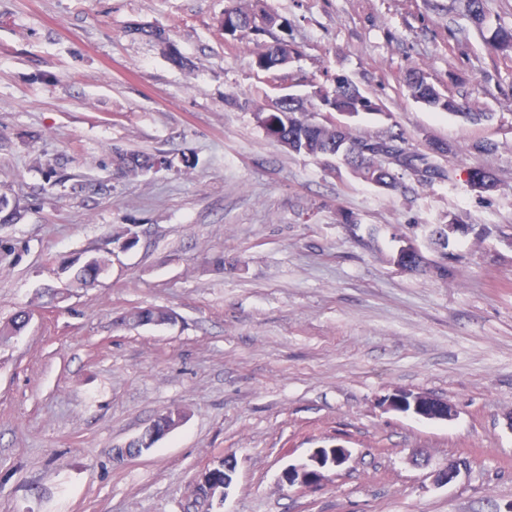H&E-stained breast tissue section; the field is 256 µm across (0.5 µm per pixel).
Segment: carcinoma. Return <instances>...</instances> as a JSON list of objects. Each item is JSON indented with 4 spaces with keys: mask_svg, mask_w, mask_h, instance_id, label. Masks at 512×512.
I'll list each match as a JSON object with an SVG mask.
<instances>
[{
    "mask_svg": "<svg viewBox=\"0 0 512 512\" xmlns=\"http://www.w3.org/2000/svg\"><path fill=\"white\" fill-rule=\"evenodd\" d=\"M247 0H239V4L224 11L232 19V39L237 40L246 34L252 35L256 45L253 52V66L275 80L280 72L288 67L289 59L295 49L284 47V39L273 35V30L288 24V21L269 13H259L252 8L243 6ZM467 13L475 27L482 29L488 21L486 0H467ZM267 19L268 28L260 31L255 25L257 18ZM271 40L266 41L264 37ZM492 40L496 46L508 51L512 49V28L499 25L494 28ZM405 85L410 97L425 106L438 111L461 114L471 121L488 119V113L472 108L467 99L459 100L452 95L440 92L427 80L425 74L410 68L405 73ZM319 101L331 102L335 108L357 116L364 112H373L376 105L366 95L354 89L345 77L334 79V87L327 91L321 87L314 91ZM225 104L237 108H249L252 113L266 117L263 127L265 134L280 143L288 151L297 155L311 157L316 160L331 158L336 155V145L349 149L346 166L360 180L372 184L387 193L404 194L416 187H429L437 182L449 179L448 171L439 165L435 158L426 151L420 150L409 143L404 133L399 130H389V134L400 141L403 147L412 153V158L419 160L429 167V176L418 182L408 181L404 172L393 171L376 157V151L369 149L371 135L358 133L351 127L336 126L334 123H315L309 117V112L303 100L295 95L283 98L279 103V111H269L271 101L260 104L242 101L237 96L225 98ZM156 159L148 154L139 152H119L115 159L118 173L125 177H136L140 173L153 168ZM474 231V225L462 224L450 220L446 224L432 226L431 243L435 246L439 258L430 260L425 255L409 249H400L393 256V262L412 273H430L437 279L446 281L451 272L448 266V244L450 237L466 236ZM111 252L93 256L86 260L76 272V280L84 285L94 284L101 272L110 264ZM27 312H17L9 321L0 326V341L15 336L24 328ZM171 319L168 310L157 307H135L127 311L124 321L128 325H164ZM184 414L180 409H171L160 415L137 439L127 448L118 449L119 454L139 455L150 451L162 436L176 428L183 420Z\"/></svg>",
    "mask_w": 512,
    "mask_h": 512,
    "instance_id": "obj_1",
    "label": "carcinoma"
}]
</instances>
